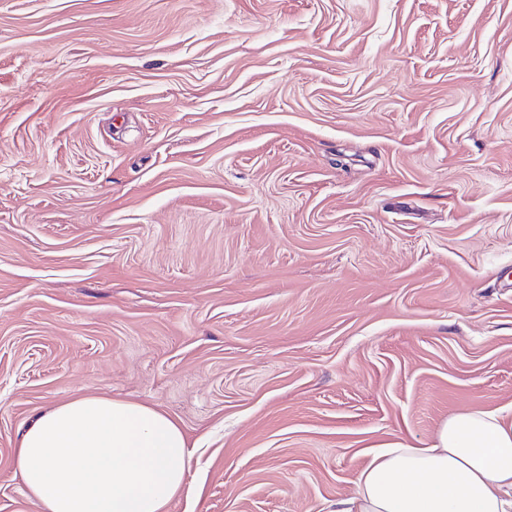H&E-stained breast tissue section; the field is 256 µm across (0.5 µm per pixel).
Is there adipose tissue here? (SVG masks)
<instances>
[{"instance_id":"adipose-tissue-1","label":"adipose tissue","mask_w":512,"mask_h":512,"mask_svg":"<svg viewBox=\"0 0 512 512\" xmlns=\"http://www.w3.org/2000/svg\"><path fill=\"white\" fill-rule=\"evenodd\" d=\"M15 461L40 512H167L187 451L155 408L83 397L41 413ZM333 512H512V418L467 410L426 443H384Z\"/></svg>"}]
</instances>
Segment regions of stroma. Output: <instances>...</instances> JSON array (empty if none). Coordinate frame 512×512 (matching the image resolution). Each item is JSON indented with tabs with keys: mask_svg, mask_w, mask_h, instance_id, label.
Returning a JSON list of instances; mask_svg holds the SVG:
<instances>
[{
	"mask_svg": "<svg viewBox=\"0 0 512 512\" xmlns=\"http://www.w3.org/2000/svg\"><path fill=\"white\" fill-rule=\"evenodd\" d=\"M81 396L178 422L168 512L512 414V0H0V512Z\"/></svg>",
	"mask_w": 512,
	"mask_h": 512,
	"instance_id": "1",
	"label": "stroma"
}]
</instances>
